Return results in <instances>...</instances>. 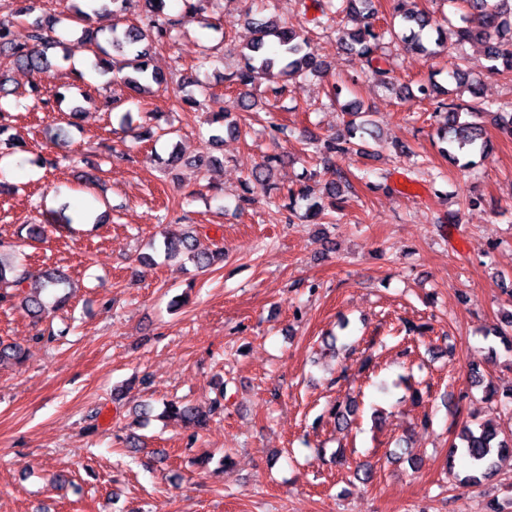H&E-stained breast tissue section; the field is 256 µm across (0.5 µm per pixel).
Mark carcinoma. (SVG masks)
I'll use <instances>...</instances> for the list:
<instances>
[{"mask_svg":"<svg viewBox=\"0 0 512 512\" xmlns=\"http://www.w3.org/2000/svg\"><path fill=\"white\" fill-rule=\"evenodd\" d=\"M75 18L90 21L101 11L110 10L114 14L124 11L130 0H72ZM321 12L325 25L340 26L348 20L356 26L345 32L343 45L347 52L365 59L367 66L386 76L390 71L379 67L382 59L383 45L395 39L401 40L410 51L433 57L437 49L447 42L441 25H433L432 19L423 12L409 11L404 4L407 0H396L391 19L377 23L372 0H320ZM462 4L460 24L453 29L454 49L457 51L448 77L455 83L459 92L467 91L472 100H450L438 102L437 111L443 116L439 129V139L447 143L442 152L454 161L458 155L483 151L488 143L483 138L482 127L475 121L476 115L483 111V103L478 85L472 83L467 72L462 68L463 48L467 44L482 42L492 68L512 74V0H457ZM36 0H3L0 10L8 12L11 17L30 14L34 11ZM165 0H143L142 14L136 25L122 30L117 25L108 29V34L89 25L81 30L83 39L92 47L93 59L90 71L106 76L113 72L122 75L123 82L138 93H148L152 85L168 86V79L160 72L149 68V59L154 49L171 47L181 35L183 18L163 12ZM253 27V38L242 51L240 67L225 75L228 86L247 88L257 81L265 79L270 82L269 92L274 98L285 95L289 81L305 73L321 74L323 63L313 51L310 42L298 34L286 22L271 19H249ZM53 21L38 19L28 31L27 40L17 41L13 36L12 21L0 18V56L10 59L13 64L38 73L52 66L55 57L49 50L59 44L51 32ZM256 102L250 99V93L243 91L232 101V105L219 112L210 113L208 123L227 125V130L237 133L240 130L237 121L228 120L231 111L251 112ZM361 132L369 133L363 124L351 120L345 134L315 139L316 152L324 167H335L336 154L350 151V138ZM281 162V156L273 153L264 157L252 171L250 186L262 189L269 186L275 168ZM289 203L286 208L295 211L300 203H306V214L312 219L323 214L322 205L311 200L309 190L301 187L288 191ZM161 250L167 260L186 256L201 267L212 264L215 256L223 255L222 250L202 251L197 239L189 234L168 236L163 239ZM67 284L66 276L57 268L46 269L38 274L28 270L20 263L9 261L0 256V303L14 298L21 300L34 317L40 318L46 312V303L42 295L52 292ZM470 375L479 386H484L485 398L495 400L504 396L512 401V387L499 393L496 386L484 383V375L479 366L470 367ZM358 410V402L353 397L336 404L331 414L339 427H348ZM171 416L185 423L203 429L209 425L210 416L201 414L190 404L169 406ZM461 456L467 463L465 481L478 484L491 477L497 471L499 463L512 458V437H499L497 429L488 422L472 419L463 426L458 441L451 444L448 463H453L455 456Z\"/></svg>","mask_w":512,"mask_h":512,"instance_id":"obj_1","label":"carcinoma"}]
</instances>
